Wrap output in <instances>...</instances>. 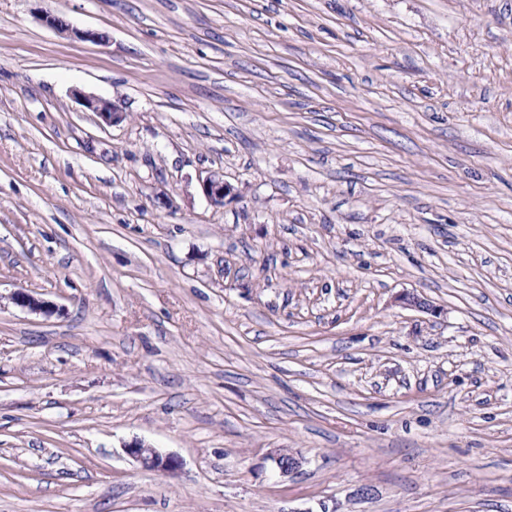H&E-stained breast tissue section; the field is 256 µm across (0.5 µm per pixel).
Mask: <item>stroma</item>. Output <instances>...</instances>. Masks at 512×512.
I'll list each match as a JSON object with an SVG mask.
<instances>
[{"mask_svg":"<svg viewBox=\"0 0 512 512\" xmlns=\"http://www.w3.org/2000/svg\"><path fill=\"white\" fill-rule=\"evenodd\" d=\"M0 512H512V0H0ZM75 98L87 110L95 112L105 124H116L121 122L125 113L114 103L83 92H76ZM202 193L210 205L224 207V205L236 197L232 185L224 181V177L211 175L201 183ZM124 450L146 470L166 476H175L180 471L181 462L177 457L170 454L163 455L141 441H133ZM270 459L274 462L282 476H288L298 471L303 463V458L297 453H290L282 449H274L270 452Z\"/></svg>","mask_w":512,"mask_h":512,"instance_id":"obj_1","label":"stroma"}]
</instances>
